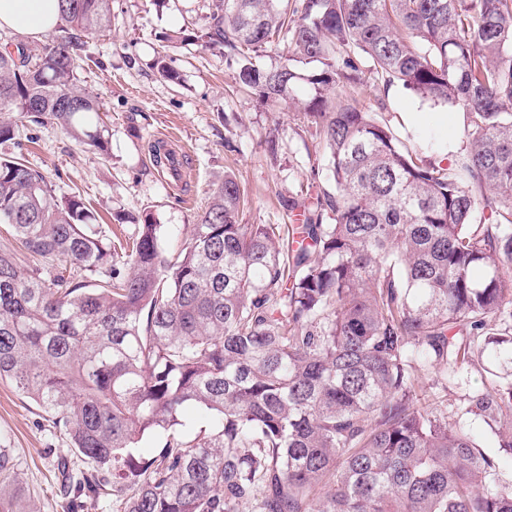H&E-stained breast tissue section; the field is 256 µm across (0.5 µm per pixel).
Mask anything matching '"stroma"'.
Here are the masks:
<instances>
[{"instance_id": "35a3bbf8", "label": "stroma", "mask_w": 512, "mask_h": 512, "mask_svg": "<svg viewBox=\"0 0 512 512\" xmlns=\"http://www.w3.org/2000/svg\"><path fill=\"white\" fill-rule=\"evenodd\" d=\"M208 3L166 0L159 8L152 0H112L110 28L89 41L76 69L77 87L100 103L107 152L77 142L59 126L28 120L13 140L0 142V156L38 167L55 196H80L109 237L134 238L143 217L151 216L161 224L163 245L171 253L228 172L247 196L242 223H295L290 200L332 187L309 117L287 102H266L237 88L223 51L162 42L164 33L188 23L204 29ZM160 52L178 71V82L163 79L154 68ZM355 97L374 108L376 119L402 146L422 150L438 167L453 163L463 140L462 110L432 105L396 86L384 88L368 75ZM413 114L420 116L419 126H411ZM166 133L181 145L184 176L178 182L153 166L151 147ZM490 380L478 368L445 384L429 374L421 403L456 405ZM0 448L12 450L41 512H62L55 472L58 459L69 454L68 439L6 381H0Z\"/></svg>"}]
</instances>
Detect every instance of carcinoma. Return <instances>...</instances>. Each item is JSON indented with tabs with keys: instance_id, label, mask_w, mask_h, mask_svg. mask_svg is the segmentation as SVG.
I'll list each match as a JSON object with an SVG mask.
<instances>
[{
	"instance_id": "1",
	"label": "carcinoma",
	"mask_w": 512,
	"mask_h": 512,
	"mask_svg": "<svg viewBox=\"0 0 512 512\" xmlns=\"http://www.w3.org/2000/svg\"><path fill=\"white\" fill-rule=\"evenodd\" d=\"M111 2L59 0L66 35L0 50V114L15 117L0 141L29 118L108 151L74 80ZM207 19L167 41L222 48L239 85L303 105L334 191L291 201L303 223L283 235L240 222L227 173L176 253L145 216L123 272L81 199L0 157V225L18 241L0 249V381L69 438L63 512L105 496L112 512H512L498 472L512 457V0H212ZM280 45L279 64H254ZM365 69L463 110L453 167L402 150L347 95ZM153 161L177 165L159 145ZM477 352L510 380L451 415L419 405V372L446 382ZM190 407L210 430H183ZM0 512H39L3 448Z\"/></svg>"
}]
</instances>
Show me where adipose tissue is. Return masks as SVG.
<instances>
[{"label":"adipose tissue","mask_w":512,"mask_h":512,"mask_svg":"<svg viewBox=\"0 0 512 512\" xmlns=\"http://www.w3.org/2000/svg\"><path fill=\"white\" fill-rule=\"evenodd\" d=\"M60 22L59 0H0V30L39 40Z\"/></svg>","instance_id":"1"}]
</instances>
